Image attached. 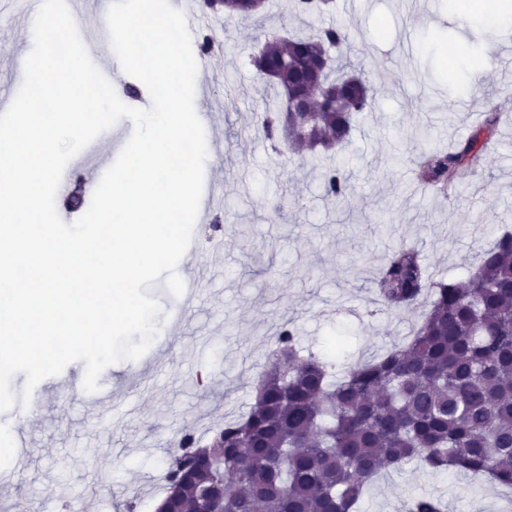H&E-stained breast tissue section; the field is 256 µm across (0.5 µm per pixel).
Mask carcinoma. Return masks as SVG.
<instances>
[{"mask_svg": "<svg viewBox=\"0 0 512 512\" xmlns=\"http://www.w3.org/2000/svg\"><path fill=\"white\" fill-rule=\"evenodd\" d=\"M297 14L321 15L334 0H291ZM224 13L252 21L264 39L251 63L264 96L265 137L326 155L343 148L373 87L352 68L348 34L333 25L282 36L264 4L224 0ZM303 95L310 106L289 109ZM498 117L465 140L423 150L420 182L449 191L474 167ZM325 194L346 200L352 185L337 164L324 169ZM388 310L422 309L409 340L340 375L301 355L289 320L276 333L248 413L208 437L184 434L166 461L164 496L197 512H357L369 480L408 462L431 472L454 467L512 486V231L482 247L464 282L435 279L420 251L400 245L374 280ZM408 512H442L418 495Z\"/></svg>", "mask_w": 512, "mask_h": 512, "instance_id": "obj_1", "label": "carcinoma"}]
</instances>
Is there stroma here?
I'll return each instance as SVG.
<instances>
[{"label": "stroma", "instance_id": "1", "mask_svg": "<svg viewBox=\"0 0 512 512\" xmlns=\"http://www.w3.org/2000/svg\"><path fill=\"white\" fill-rule=\"evenodd\" d=\"M462 0H351L333 17L349 34L351 57L374 88L339 159L353 187L343 202L324 195L322 170L284 156L256 128L263 90L250 63L259 48L252 24L209 16L219 44L195 82V109L206 119L212 163L208 181L224 185L219 212L223 248L212 247L211 223H195L196 299L180 323L167 312L175 298L157 280L150 288L162 312L152 345L157 371L125 360L104 371L106 397L77 391L85 364L45 379L35 414L14 427L0 413V437H24L27 463L15 481H0V512H155L167 452L182 434L204 433L248 412L281 319H291L303 352L336 371L378 358L402 344L418 316L381 308L373 281L396 244L420 250L433 275L462 281L480 244L512 229V83L503 68L475 78L473 63L500 31L465 21ZM29 14L0 0V98L13 101L33 45ZM461 52L448 58L444 49ZM479 80L485 95L468 93ZM501 120L479 165L447 195L423 186L415 147L437 149L466 139L487 111ZM109 145L98 136L64 169L56 209L67 222L66 194L91 200L90 178ZM442 497L448 512H512V490L414 463L378 475L360 512H405L410 497Z\"/></svg>", "mask_w": 512, "mask_h": 512}]
</instances>
